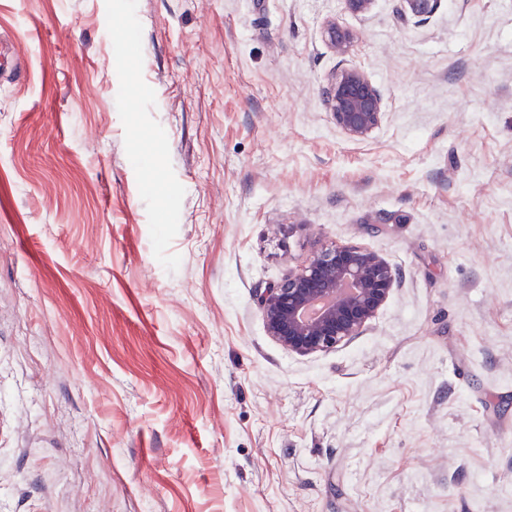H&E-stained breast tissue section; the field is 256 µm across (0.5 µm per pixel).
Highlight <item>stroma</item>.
<instances>
[{
    "instance_id": "1",
    "label": "stroma",
    "mask_w": 512,
    "mask_h": 512,
    "mask_svg": "<svg viewBox=\"0 0 512 512\" xmlns=\"http://www.w3.org/2000/svg\"><path fill=\"white\" fill-rule=\"evenodd\" d=\"M399 7L0 0V512H512V0ZM336 244L403 277L290 353L259 294ZM326 35L330 44L338 54L348 53L356 39V36L352 31L342 27L335 21L327 22ZM336 125L351 139L367 138L384 114L379 91L359 68H347L323 88Z\"/></svg>"
}]
</instances>
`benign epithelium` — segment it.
Returning <instances> with one entry per match:
<instances>
[{"mask_svg": "<svg viewBox=\"0 0 512 512\" xmlns=\"http://www.w3.org/2000/svg\"><path fill=\"white\" fill-rule=\"evenodd\" d=\"M414 16L431 12L437 0H401ZM326 35L338 54L348 53L355 34L329 21ZM336 125L351 139L367 138L384 114L379 91L358 68H347L323 88ZM401 270L382 256L336 244L314 253L298 271L259 296L265 327L288 351L325 352L360 335L384 305Z\"/></svg>", "mask_w": 512, "mask_h": 512, "instance_id": "7a95c632", "label": "benign epithelium"}]
</instances>
